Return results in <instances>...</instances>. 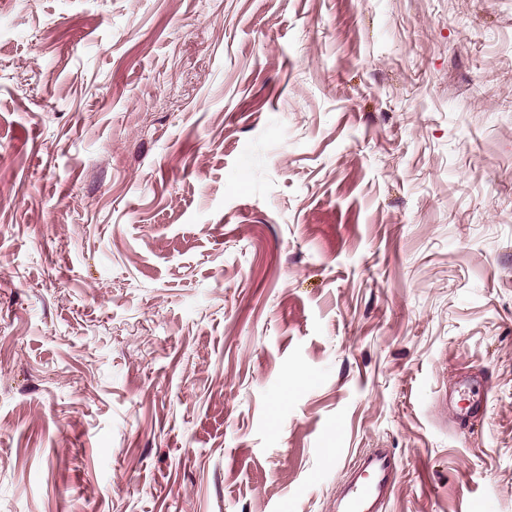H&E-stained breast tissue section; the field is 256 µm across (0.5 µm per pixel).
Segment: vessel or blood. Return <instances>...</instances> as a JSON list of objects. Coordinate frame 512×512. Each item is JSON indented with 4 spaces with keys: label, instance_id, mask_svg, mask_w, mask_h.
<instances>
[{
    "label": "vessel or blood",
    "instance_id": "obj_1",
    "mask_svg": "<svg viewBox=\"0 0 512 512\" xmlns=\"http://www.w3.org/2000/svg\"><path fill=\"white\" fill-rule=\"evenodd\" d=\"M355 475L344 484L336 512H382L391 497L397 459L387 448H372L356 460Z\"/></svg>",
    "mask_w": 512,
    "mask_h": 512
}]
</instances>
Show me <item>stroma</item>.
<instances>
[{
  "label": "stroma",
  "mask_w": 512,
  "mask_h": 512,
  "mask_svg": "<svg viewBox=\"0 0 512 512\" xmlns=\"http://www.w3.org/2000/svg\"><path fill=\"white\" fill-rule=\"evenodd\" d=\"M512 512V0H0V512ZM353 469L354 476L346 481L336 499V512H381L394 489V453L389 448H370L358 457Z\"/></svg>",
  "instance_id": "stroma-1"
}]
</instances>
